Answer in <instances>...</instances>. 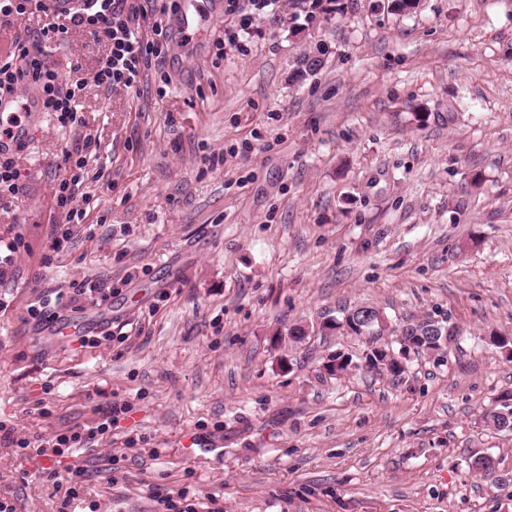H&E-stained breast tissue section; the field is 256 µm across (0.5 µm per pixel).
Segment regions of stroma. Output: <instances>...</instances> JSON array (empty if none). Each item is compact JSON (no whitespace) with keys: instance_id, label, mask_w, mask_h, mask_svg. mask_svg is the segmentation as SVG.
<instances>
[{"instance_id":"obj_1","label":"stroma","mask_w":512,"mask_h":512,"mask_svg":"<svg viewBox=\"0 0 512 512\" xmlns=\"http://www.w3.org/2000/svg\"><path fill=\"white\" fill-rule=\"evenodd\" d=\"M197 9L186 44L163 15V70L89 91L80 129L35 113L14 151L0 421L33 440L130 412L79 451L77 497L68 457L1 447L0 496L16 512H154L181 491L213 512H512V433L481 419L512 361L480 341L512 336V0H340L313 21L290 5L221 59L224 0ZM50 51L69 83L104 54L82 31ZM81 134L84 218L52 254V189ZM361 303L395 328L446 319L458 344L405 385L325 375L329 354L367 348L322 327ZM39 305L80 334L38 326ZM484 452L507 484L470 474Z\"/></svg>"}]
</instances>
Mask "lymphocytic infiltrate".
Masks as SVG:
<instances>
[{
	"label": "lymphocytic infiltrate",
	"instance_id": "f902f5d3",
	"mask_svg": "<svg viewBox=\"0 0 512 512\" xmlns=\"http://www.w3.org/2000/svg\"><path fill=\"white\" fill-rule=\"evenodd\" d=\"M176 7L177 0H0V20H20L32 9L48 19L41 28L23 29L13 51L0 57V94H17L34 86L36 103L43 111L56 114L62 124H75L76 101L87 86L107 93L130 89L142 71L162 65L169 53L171 36L160 17ZM76 29L104 45L105 54L90 82L66 84L51 59L49 46L67 40ZM82 152L78 146L64 153L69 174L54 191L62 222L51 225L47 235L49 248L55 253L63 250L71 225L81 217L76 203L86 167ZM127 412L126 405L115 403L102 411L95 427L84 431L73 428L36 441L18 436L15 427L0 422V446L31 448L40 456L71 455L118 424Z\"/></svg>",
	"mask_w": 512,
	"mask_h": 512
}]
</instances>
